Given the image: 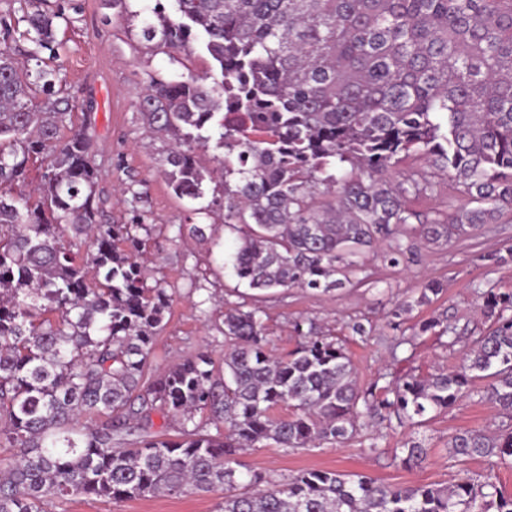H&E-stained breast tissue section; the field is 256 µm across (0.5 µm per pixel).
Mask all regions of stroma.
<instances>
[{"instance_id": "1", "label": "stroma", "mask_w": 512, "mask_h": 512, "mask_svg": "<svg viewBox=\"0 0 512 512\" xmlns=\"http://www.w3.org/2000/svg\"><path fill=\"white\" fill-rule=\"evenodd\" d=\"M41 7L63 13L56 21L58 53L45 61L60 67L74 119L86 112L95 119L92 157L100 169L97 190L104 201L99 222L128 221V205L120 193L128 178L143 181L148 191L154 231L146 243L150 260L146 279L151 284L162 282L174 293L166 325L155 338L152 375L164 374L203 350L216 364H223L224 338L215 326L226 309L238 306L263 310L270 348L277 355L295 348L298 338L293 324L301 319L336 336L363 387L382 374L410 371L425 376L454 369L467 345L491 327L478 291L512 292V218L481 225L447 242H426L420 235L421 219L448 214L468 202L461 187L444 175H428L427 191L415 205L418 221L400 226L365 253L361 282L331 293L291 288L259 296L239 284L224 265L236 235L225 227L220 214L213 217L219 247L209 251L191 242L172 245V227L183 222L188 203L176 198L158 174L167 142L148 131L137 103L148 74H199L207 67L205 60L183 54L174 62L147 45L141 36L142 20L136 15L139 0H129L124 9L108 5L107 0H42ZM398 244L405 249L406 259L393 266L385 256ZM198 281L205 282L204 290H195ZM429 281L438 282L441 293L430 303L416 305L423 284ZM406 300L413 301L412 310L395 315L396 306ZM429 319L437 321V328L420 332L421 322ZM358 321L369 327V335L352 334L351 326ZM446 328L461 336V343L448 346L442 335ZM487 385V380H477L474 393L447 410L428 414L424 423L409 431L430 450L419 468L406 469L399 460L398 449L409 432L377 418L340 444L290 449L270 444L237 453L235 467L243 474H264L270 486L312 469L364 473L397 486H447L467 473L492 477L512 493L511 459L489 457L462 463L449 453L448 443L458 432H495L512 426V419L488 396ZM223 498L220 490L120 501L76 495L63 502L46 500L43 512H218Z\"/></svg>"}]
</instances>
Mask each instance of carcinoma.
I'll return each mask as SVG.
<instances>
[{"label": "carcinoma", "mask_w": 512, "mask_h": 512, "mask_svg": "<svg viewBox=\"0 0 512 512\" xmlns=\"http://www.w3.org/2000/svg\"><path fill=\"white\" fill-rule=\"evenodd\" d=\"M161 0L144 38L171 60L209 58L201 75L150 74L138 113L172 145L160 172L174 195L221 193L174 224L170 241L214 245L224 211L239 234L225 265L248 288L329 293L363 271L365 251L420 215L426 178L391 171L417 155L463 188L460 207L423 228L430 240L512 215V0ZM58 12L24 13L0 48V512H42L48 499L121 500L224 489L219 512H512L491 477L448 487L390 486L340 470H308L261 493L236 492L240 448H304L348 439L366 418L418 424L488 378L512 417V293L482 292L494 325L452 372H407L360 391L344 348L312 323L297 347L269 354L261 310L229 309L224 380L201 352L150 375L173 294L148 286L147 192L134 180L130 221L97 222L94 120L78 124L57 96ZM35 62L21 69L16 56ZM46 100L32 104L34 93ZM224 150L218 167L197 150ZM38 184L26 190L30 164ZM279 405L292 409L272 415ZM206 418L196 420V414ZM102 417L83 426L84 415ZM162 415L177 428L154 429ZM460 462L512 458V430L457 434ZM404 467L426 463L412 436Z\"/></svg>", "instance_id": "obj_1"}]
</instances>
